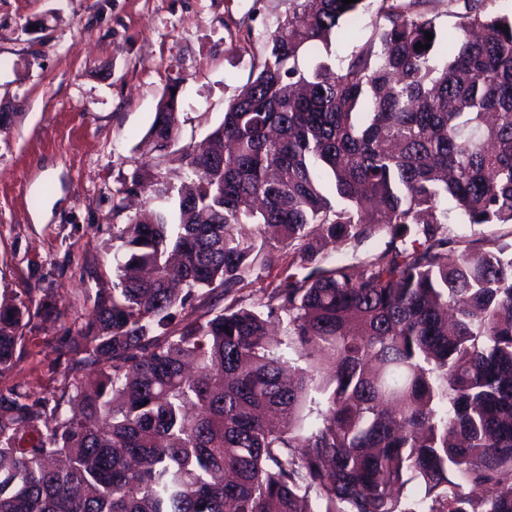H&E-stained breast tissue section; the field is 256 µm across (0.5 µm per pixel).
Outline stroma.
I'll list each match as a JSON object with an SVG mask.
<instances>
[{"label":"stroma","mask_w":512,"mask_h":512,"mask_svg":"<svg viewBox=\"0 0 512 512\" xmlns=\"http://www.w3.org/2000/svg\"><path fill=\"white\" fill-rule=\"evenodd\" d=\"M292 0H0V303L26 302L9 377L62 382L57 341L77 340L111 286L114 225L160 97L179 91V146L200 142L248 81Z\"/></svg>","instance_id":"obj_1"}]
</instances>
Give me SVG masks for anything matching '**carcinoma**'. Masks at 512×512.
Instances as JSON below:
<instances>
[{"mask_svg":"<svg viewBox=\"0 0 512 512\" xmlns=\"http://www.w3.org/2000/svg\"><path fill=\"white\" fill-rule=\"evenodd\" d=\"M293 2L206 148H169L162 93L129 190L176 206L113 225L61 386L0 389V512H512V243L448 227L512 224V16ZM26 313L0 305V378ZM447 3V0H428L421 7L429 17L435 18L438 28L444 35H447L448 30L452 28L454 23V18L448 16Z\"/></svg>","mask_w":512,"mask_h":512,"instance_id":"obj_1","label":"carcinoma"}]
</instances>
